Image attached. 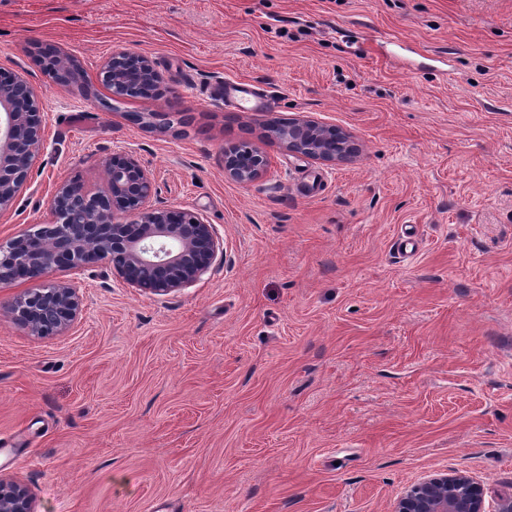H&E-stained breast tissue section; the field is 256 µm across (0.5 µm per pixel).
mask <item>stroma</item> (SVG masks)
Listing matches in <instances>:
<instances>
[{
	"mask_svg": "<svg viewBox=\"0 0 512 512\" xmlns=\"http://www.w3.org/2000/svg\"><path fill=\"white\" fill-rule=\"evenodd\" d=\"M40 48L78 66L71 85ZM120 50L151 59L158 96L113 98L99 74ZM0 69L44 130L0 243L50 223L61 183L104 188L124 150L152 206L224 244L168 295L105 263L0 285V476L34 512H392L446 471L487 512L512 495V0H0ZM227 80L275 109H227ZM295 117L357 153L265 139ZM242 140L271 158L249 185L224 176ZM48 281L82 311L34 336L8 307ZM269 131L289 152L326 164L346 160L356 148L348 133L307 118H289Z\"/></svg>",
	"mask_w": 512,
	"mask_h": 512,
	"instance_id": "stroma-1",
	"label": "stroma"
}]
</instances>
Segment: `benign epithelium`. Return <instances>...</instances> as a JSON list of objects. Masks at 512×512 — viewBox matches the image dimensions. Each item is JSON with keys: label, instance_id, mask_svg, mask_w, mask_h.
Wrapping results in <instances>:
<instances>
[{"label": "benign epithelium", "instance_id": "7a95c632", "mask_svg": "<svg viewBox=\"0 0 512 512\" xmlns=\"http://www.w3.org/2000/svg\"><path fill=\"white\" fill-rule=\"evenodd\" d=\"M108 79L112 92L136 98L150 96L162 75L147 57L121 50L102 70L101 80ZM269 131L288 151L321 163L342 162L355 149L348 133L307 118H290ZM42 146L31 88L0 71V212L16 199ZM270 166L268 155L249 141L224 149V176L238 183L261 179ZM105 173L103 191L61 184L51 199L50 224L0 244L1 285L107 261L129 286L167 295L208 271L223 251L212 225L196 212L149 206L153 179L131 153L112 152ZM9 311L32 335L55 336L76 320L81 302L72 285L53 283L20 294ZM0 512H33L28 489L0 477ZM393 512H485L484 497L469 476L439 472L408 487Z\"/></svg>", "mask_w": 512, "mask_h": 512}]
</instances>
